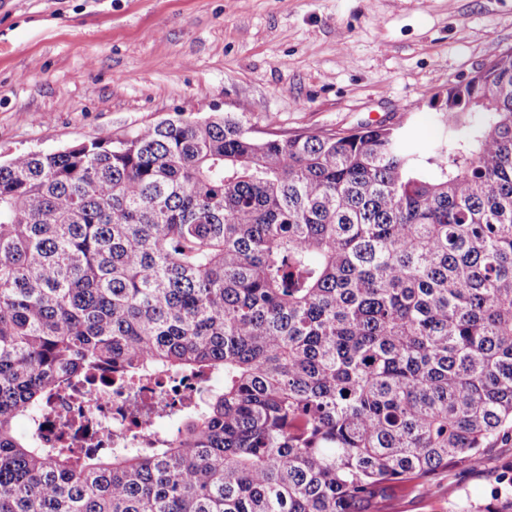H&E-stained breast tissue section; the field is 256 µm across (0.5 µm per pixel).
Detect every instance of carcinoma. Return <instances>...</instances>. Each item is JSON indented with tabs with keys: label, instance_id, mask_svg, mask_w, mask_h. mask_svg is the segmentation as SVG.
Wrapping results in <instances>:
<instances>
[{
	"label": "carcinoma",
	"instance_id": "cac0c4a2",
	"mask_svg": "<svg viewBox=\"0 0 512 512\" xmlns=\"http://www.w3.org/2000/svg\"><path fill=\"white\" fill-rule=\"evenodd\" d=\"M437 124L226 112L0 163V512H390L482 462L512 424V49ZM99 369L224 386L147 448L39 445ZM491 496L453 512H512L511 473Z\"/></svg>",
	"mask_w": 512,
	"mask_h": 512
}]
</instances>
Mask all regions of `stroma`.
Instances as JSON below:
<instances>
[{
    "label": "stroma",
    "mask_w": 512,
    "mask_h": 512,
    "mask_svg": "<svg viewBox=\"0 0 512 512\" xmlns=\"http://www.w3.org/2000/svg\"><path fill=\"white\" fill-rule=\"evenodd\" d=\"M509 48L512 0H0V157L179 113L279 135L402 123L425 144L449 84ZM511 467L506 435L393 512L487 503Z\"/></svg>",
    "instance_id": "35a3bbf8"
}]
</instances>
